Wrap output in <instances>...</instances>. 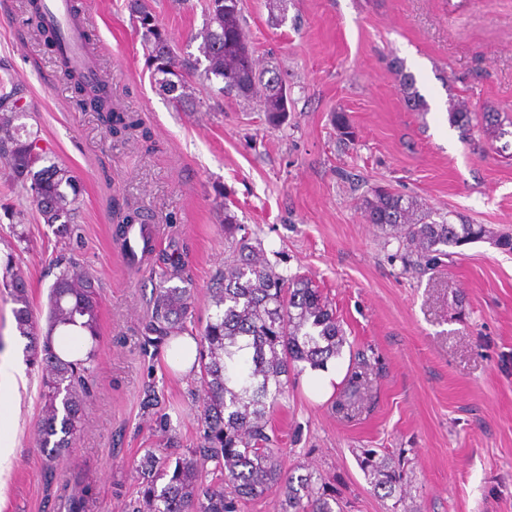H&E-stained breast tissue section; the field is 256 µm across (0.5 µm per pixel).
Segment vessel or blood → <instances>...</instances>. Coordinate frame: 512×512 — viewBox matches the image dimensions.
<instances>
[{
  "label": "vessel or blood",
  "mask_w": 512,
  "mask_h": 512,
  "mask_svg": "<svg viewBox=\"0 0 512 512\" xmlns=\"http://www.w3.org/2000/svg\"><path fill=\"white\" fill-rule=\"evenodd\" d=\"M43 13L46 23L59 35V49L69 60L70 65L89 84H98L101 73L96 60L91 55L84 30L74 23L71 0H43ZM128 256H137L146 243L156 242L157 236L141 224L128 226L126 230Z\"/></svg>",
  "instance_id": "obj_1"
}]
</instances>
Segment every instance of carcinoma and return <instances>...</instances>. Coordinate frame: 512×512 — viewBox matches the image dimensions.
Wrapping results in <instances>:
<instances>
[{
	"mask_svg": "<svg viewBox=\"0 0 512 512\" xmlns=\"http://www.w3.org/2000/svg\"><path fill=\"white\" fill-rule=\"evenodd\" d=\"M240 0H209V27L198 51L207 62L205 76L219 80L222 90L260 103L268 121L280 122L288 112V98L277 76L263 79L254 51L245 38ZM150 47V63L163 75L160 84L175 100L186 97L183 65L177 62L167 35L153 14L142 8L138 16ZM28 21L50 47L57 36L41 22L39 6L29 3ZM59 62L73 81L82 105L98 114L108 132L124 137L140 126L132 115L112 112V99L99 86L87 84L69 71L68 60ZM407 106L424 112L427 104L418 94L415 79H401ZM451 122L470 130L481 125L491 138H502L500 113L488 109L477 117L466 102L449 105ZM23 113L0 111V161L13 181L30 192L40 220L58 225L68 236L77 233L76 185L67 171L36 145L19 123ZM366 221L401 242L404 268L433 269L451 256L450 247L476 240H491L502 250L512 251L511 236H497L483 224H452L448 214L435 212L414 197H405L385 187H376L361 199ZM57 273L48 296L47 329L39 334L25 278L6 272L3 286L15 308L20 335L30 339L29 349L42 366L43 401L39 436L49 449L47 468L52 470L67 458L78 432L84 397L82 388L92 352L83 359L65 360L54 346V333L70 335L76 326L91 341L100 333V300L94 279L79 269L73 258L56 260ZM153 272L159 288L147 331L155 336H178L192 318L190 289L184 286L181 256L160 252ZM179 280L181 285L172 284ZM214 314L200 333L199 382L205 393L200 446L170 463L152 450L137 461L135 470L143 479L134 512H237L242 500L282 497L281 512H337L336 498L314 487L312 474L284 471L280 449L272 447L270 415L288 395V376L308 368H323L342 355L347 342L343 326L327 296L304 275H284L264 257L261 243L244 235L224 260L216 287L211 289ZM368 365L348 376L335 401L338 412L355 409L367 389ZM364 469L376 476L375 486L392 495L401 488L398 468L386 459L374 460L367 450Z\"/></svg>",
	"mask_w": 512,
	"mask_h": 512,
	"instance_id": "carcinoma-1",
	"label": "carcinoma"
}]
</instances>
